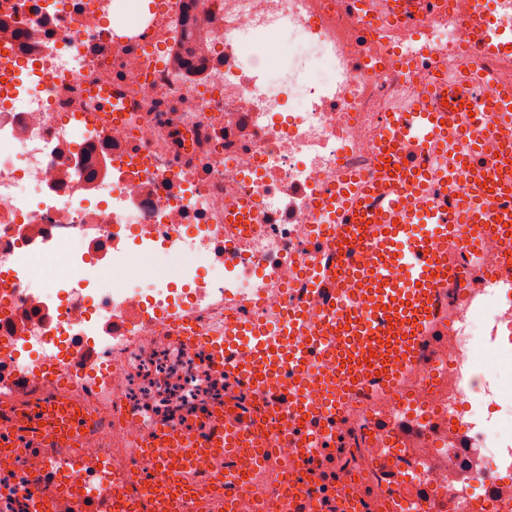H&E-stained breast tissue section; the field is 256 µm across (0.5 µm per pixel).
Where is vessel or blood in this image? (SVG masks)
I'll list each match as a JSON object with an SVG mask.
<instances>
[{"label": "vessel or blood", "instance_id": "1", "mask_svg": "<svg viewBox=\"0 0 512 512\" xmlns=\"http://www.w3.org/2000/svg\"><path fill=\"white\" fill-rule=\"evenodd\" d=\"M393 2L387 15L376 0H343V5L362 17L369 33L386 20L404 32L420 14L444 8V0ZM483 86L490 88L491 102L465 93ZM136 109L115 80L101 93L99 120L108 127ZM487 137L502 140L500 154L485 153ZM461 142L466 150H458ZM379 146L376 171L311 244L324 272L312 295L324 312L307 336L290 337L286 347L274 351L253 341L246 359L237 357L234 339L209 341L216 361L247 385L267 416L279 419L289 447L299 451L297 474L280 491L292 512H308L314 479L304 463L309 448L342 445L343 404L370 387L393 388L405 369L428 364L432 349L450 331L438 306L459 274L448 264V237L457 225L472 227L466 251L477 250L492 234L512 254V91L495 87L477 60H470L466 72L406 100L392 114ZM229 221L239 232L258 226L248 204L232 206ZM347 279L357 281L355 290L344 288ZM320 361L332 364L330 376L315 375ZM254 420L243 410L227 411L213 416L205 438L169 432L147 443L151 469L141 494L149 512H178L179 505L203 499L204 482L190 478L195 455H223L240 468L263 465L273 451L254 438ZM376 431L404 454L422 439L449 435L456 444L464 442L462 433H449L435 416L385 415Z\"/></svg>", "mask_w": 512, "mask_h": 512}]
</instances>
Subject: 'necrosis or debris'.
I'll use <instances>...</instances> for the list:
<instances>
[{
	"instance_id": "1",
	"label": "necrosis or debris",
	"mask_w": 512,
	"mask_h": 512,
	"mask_svg": "<svg viewBox=\"0 0 512 512\" xmlns=\"http://www.w3.org/2000/svg\"><path fill=\"white\" fill-rule=\"evenodd\" d=\"M475 0H448L408 37L365 34L342 0H197L207 36L208 76L178 75L162 28L186 20L183 0H0V512H129L126 485L144 468L142 443L164 432L203 436L224 407L256 410L239 379L214 362L205 336L241 322L262 326L270 345L286 338L288 309L304 298L308 243L331 223L321 201L343 174L371 171L392 114L437 74L480 55L512 86V11L491 0L483 50L466 25ZM292 31L322 49L304 94L264 93L241 78L266 69L291 46ZM259 41L264 54L249 56ZM120 77L139 104L129 120L101 128L98 103L73 98L77 79L101 87ZM251 201L265 230L231 238L224 207ZM292 211L293 224L278 221ZM460 225L448 260L462 263L474 297L449 295L455 325L441 340L435 370L411 369L401 395L411 409L458 426L480 409L483 370L512 377V357L488 351L487 316L512 324V294L488 287L501 268L491 237L462 254ZM233 259H225V246ZM177 264L161 274L153 262ZM64 396L83 407L68 442L47 404ZM392 396L347 408L346 449L327 495L312 512H512V481L500 477L512 438V398L493 423L471 426L470 447L419 443L410 457L387 447L370 423L397 413ZM254 436L275 448L263 469L230 474L223 458L192 461L213 497L225 485L237 512H259L296 468V451L259 417ZM388 456L400 480L382 487Z\"/></svg>"
}]
</instances>
